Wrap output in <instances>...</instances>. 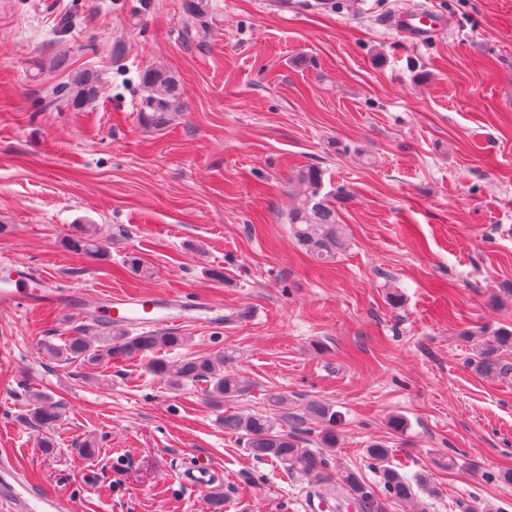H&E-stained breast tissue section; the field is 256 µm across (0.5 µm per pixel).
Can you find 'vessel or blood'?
Listing matches in <instances>:
<instances>
[{
    "mask_svg": "<svg viewBox=\"0 0 512 512\" xmlns=\"http://www.w3.org/2000/svg\"><path fill=\"white\" fill-rule=\"evenodd\" d=\"M386 24L417 44L425 43L448 27L446 18L427 8L397 12ZM0 275L7 279L6 287L0 289L1 305L33 309L39 298L50 293L49 288L33 287L27 269L12 261H0ZM179 308L174 295L154 300L123 296L106 300L103 315L110 323L154 326L167 323L172 312ZM0 496L13 500L17 512H78L75 501L30 481L10 461H0Z\"/></svg>",
    "mask_w": 512,
    "mask_h": 512,
    "instance_id": "1",
    "label": "vessel or blood"
}]
</instances>
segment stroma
<instances>
[{"label": "stroma", "instance_id": "35a3bbf8", "mask_svg": "<svg viewBox=\"0 0 512 512\" xmlns=\"http://www.w3.org/2000/svg\"><path fill=\"white\" fill-rule=\"evenodd\" d=\"M215 2L189 43L183 0H0V258L87 292L54 313L0 309V458L80 512H200L180 474L201 462L224 512H332L308 510L312 478L252 458L218 422L276 390L331 404L336 455L369 483L373 440L429 478L434 494L384 512H512V483L493 478L512 468V378L477 374L457 337L512 324V0ZM412 6L447 31L415 45L385 26ZM62 51L100 74L94 105L49 106L67 73L32 68ZM158 63L185 93L154 129L139 75ZM310 165L351 241L331 264L289 232L288 181ZM87 226L101 258L61 245ZM119 294L258 305L249 324L194 311L166 326L189 352L235 351L251 392L222 410L141 358L96 369L42 351L98 333L86 301ZM30 389L64 404L53 452L25 421Z\"/></svg>", "mask_w": 512, "mask_h": 512}]
</instances>
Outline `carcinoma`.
<instances>
[{
  "label": "carcinoma",
  "instance_id": "obj_1",
  "mask_svg": "<svg viewBox=\"0 0 512 512\" xmlns=\"http://www.w3.org/2000/svg\"><path fill=\"white\" fill-rule=\"evenodd\" d=\"M184 11L193 18H204L213 11L211 0H185ZM142 96L139 115L143 123L163 127L173 113L180 111L184 88L176 75L161 64L146 67L140 74ZM101 92L100 78L92 69L73 70L67 81L53 86L49 104L56 107H87L96 102ZM293 204L288 212L290 232L305 251L322 262H333L350 247V240L336 216L330 194L324 192L323 172L317 167L297 170L290 181ZM69 251L97 259L104 254L99 239L89 230L62 240ZM484 328H464L457 333L460 339L473 344L471 364L481 375L512 373V327L501 326L478 341L474 336ZM191 337L177 333L141 332L131 335L122 327L109 325L108 330L95 336L79 331L67 337L60 346L47 345V351L60 361H79L86 366L116 364L137 356H148L149 370L167 386L178 389L189 383L206 384V400L217 406L232 398L242 397L252 389V382L238 374L229 373L225 364L235 360L232 351L218 354H197L172 359L168 353L189 345ZM28 421L47 434L54 430L61 412L59 403L38 390L28 392ZM269 410L264 413L226 412L222 418L224 431L239 437L249 454L259 460L278 463L284 470L316 478L315 495L322 503L334 502L341 512L350 506L361 512H378L375 493L361 474L345 466H332L338 442L336 411L329 404L312 400L302 409L294 410L288 394L267 393ZM317 424L318 447L307 448L301 434L308 421ZM365 454L380 473L387 498L408 502L415 490L429 495L434 488L425 477L411 481L391 465L392 449L381 441L367 445Z\"/></svg>",
  "mask_w": 512,
  "mask_h": 512
}]
</instances>
